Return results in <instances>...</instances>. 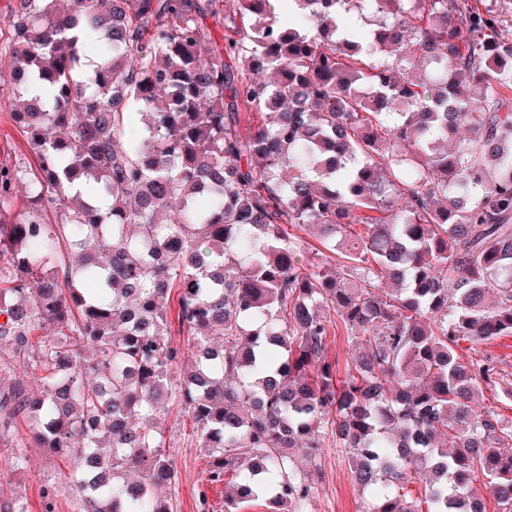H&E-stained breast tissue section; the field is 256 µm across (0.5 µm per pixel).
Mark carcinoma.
<instances>
[{"label":"carcinoma","mask_w":512,"mask_h":512,"mask_svg":"<svg viewBox=\"0 0 512 512\" xmlns=\"http://www.w3.org/2000/svg\"><path fill=\"white\" fill-rule=\"evenodd\" d=\"M57 2L19 0L0 82L36 161L0 166V371L40 388L0 382V434L21 419L75 457L83 512H171L153 487L173 475L176 401L215 456L208 482L237 478L225 512H298L312 486L290 463L327 437L372 512H474L480 477L512 512V424L475 401L501 376L457 353L512 336L509 9ZM20 184L30 206L9 223ZM329 310L358 345L342 377ZM411 473L425 509L402 493ZM0 512L27 503L0 491Z\"/></svg>","instance_id":"obj_1"}]
</instances>
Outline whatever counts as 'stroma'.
I'll use <instances>...</instances> for the list:
<instances>
[{"label":"stroma","mask_w":512,"mask_h":512,"mask_svg":"<svg viewBox=\"0 0 512 512\" xmlns=\"http://www.w3.org/2000/svg\"><path fill=\"white\" fill-rule=\"evenodd\" d=\"M24 169L35 159L26 136L11 117L10 106L0 107V164ZM166 444L173 459L174 477L159 490L172 512H224L225 486L207 481L211 459L193 433V420L183 406L171 405L163 416ZM24 452V472L12 471L15 452ZM297 471L307 476L312 492L302 512H368L372 497L351 479L349 459L333 441H326L315 459H297ZM72 457L56 456L36 447L25 424H17L0 439V491L21 495L28 512H83L73 482ZM52 498H45V491Z\"/></svg>","instance_id":"stroma-1"}]
</instances>
